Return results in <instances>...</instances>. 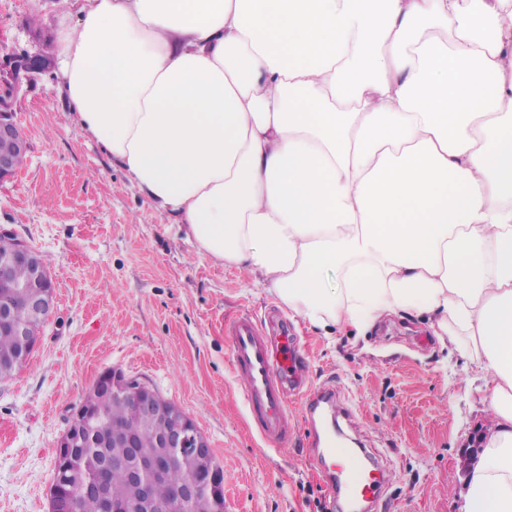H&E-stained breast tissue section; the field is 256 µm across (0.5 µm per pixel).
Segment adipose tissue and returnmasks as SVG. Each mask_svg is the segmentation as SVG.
Here are the masks:
<instances>
[{"mask_svg": "<svg viewBox=\"0 0 512 512\" xmlns=\"http://www.w3.org/2000/svg\"><path fill=\"white\" fill-rule=\"evenodd\" d=\"M79 11L56 54L82 133L310 326L431 320L494 419L463 512H512V0Z\"/></svg>", "mask_w": 512, "mask_h": 512, "instance_id": "1", "label": "adipose tissue"}]
</instances>
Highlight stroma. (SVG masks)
<instances>
[{
	"mask_svg": "<svg viewBox=\"0 0 512 512\" xmlns=\"http://www.w3.org/2000/svg\"><path fill=\"white\" fill-rule=\"evenodd\" d=\"M68 0H0V56L55 44L76 26ZM28 152L0 185V225L44 258L55 309L29 364L0 380V512H48L56 443L104 371L143 380L192 416L224 469L231 512H327V484L307 445L305 398L288 397L292 434L257 432L230 362L226 322L280 315L309 388L333 386L353 410L342 435L385 455L383 512H461L490 418L471 363L428 322L382 318L364 336L324 333L245 271L200 257L71 120L50 77L18 95Z\"/></svg>",
	"mask_w": 512,
	"mask_h": 512,
	"instance_id": "1",
	"label": "stroma"
}]
</instances>
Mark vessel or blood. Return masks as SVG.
I'll return each mask as SVG.
<instances>
[{
	"instance_id": "vessel-or-blood-1",
	"label": "vessel or blood",
	"mask_w": 512,
	"mask_h": 512,
	"mask_svg": "<svg viewBox=\"0 0 512 512\" xmlns=\"http://www.w3.org/2000/svg\"><path fill=\"white\" fill-rule=\"evenodd\" d=\"M230 338V363L241 380L244 405L262 438L272 446L288 439L287 398L302 381V369L295 359L287 334H271L250 316H240L224 327ZM308 414L325 410L351 418V409L341 401L337 391L323 388L305 396ZM360 499L379 508L382 501L377 478L364 474L357 487Z\"/></svg>"
}]
</instances>
